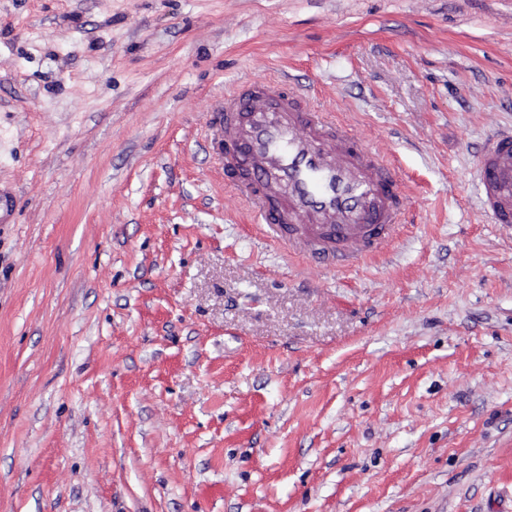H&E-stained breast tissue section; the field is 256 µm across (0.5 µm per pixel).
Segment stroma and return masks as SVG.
I'll return each mask as SVG.
<instances>
[{
	"label": "stroma",
	"mask_w": 512,
	"mask_h": 512,
	"mask_svg": "<svg viewBox=\"0 0 512 512\" xmlns=\"http://www.w3.org/2000/svg\"><path fill=\"white\" fill-rule=\"evenodd\" d=\"M288 76L398 160L346 271L209 152ZM512 0H0V512H512ZM477 186L492 224L512 236V129L491 135L476 165Z\"/></svg>",
	"instance_id": "35a3bbf8"
}]
</instances>
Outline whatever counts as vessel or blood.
Returning a JSON list of instances; mask_svg holds the SVG:
<instances>
[{
  "instance_id": "1",
  "label": "vessel or blood",
  "mask_w": 512,
  "mask_h": 512,
  "mask_svg": "<svg viewBox=\"0 0 512 512\" xmlns=\"http://www.w3.org/2000/svg\"><path fill=\"white\" fill-rule=\"evenodd\" d=\"M210 141L265 238L339 269L394 243L406 208L398 167L285 79L224 96ZM491 223L512 231V129L491 135L476 165Z\"/></svg>"
}]
</instances>
